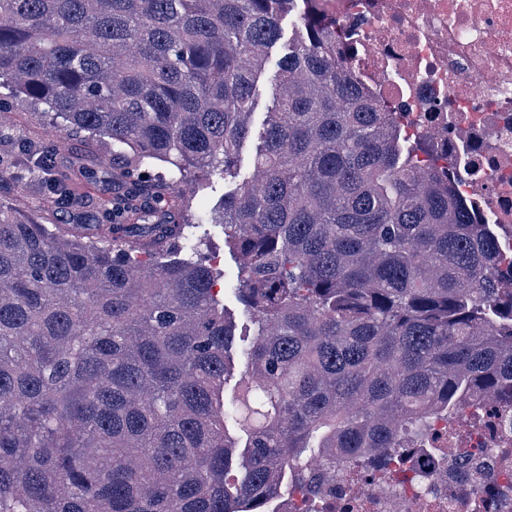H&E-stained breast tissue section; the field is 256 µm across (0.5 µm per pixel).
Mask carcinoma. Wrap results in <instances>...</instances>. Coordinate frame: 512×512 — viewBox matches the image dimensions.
I'll list each match as a JSON object with an SVG mask.
<instances>
[{
    "label": "carcinoma",
    "mask_w": 512,
    "mask_h": 512,
    "mask_svg": "<svg viewBox=\"0 0 512 512\" xmlns=\"http://www.w3.org/2000/svg\"><path fill=\"white\" fill-rule=\"evenodd\" d=\"M311 0H0V88L117 157L105 248L0 202V512H268L312 462L371 463L474 398L512 403V267L433 142L354 75ZM300 27L251 131L282 15ZM257 136L255 172L240 178ZM13 172L86 208L52 155ZM178 175L131 178L147 160ZM255 327L236 374L224 273ZM213 189L209 190L203 200L197 199L193 203L192 212L199 218V224L194 229L192 243H199L198 250L208 256H214L217 266L224 271V278L221 283L220 298L225 307L234 315L239 331L242 326L250 327V335L253 334L249 315L235 292L237 285L238 268L236 261L228 249L224 248V226L222 224H209V220L201 221L205 214H209L219 205L224 195V183L218 181Z\"/></svg>",
    "instance_id": "carcinoma-1"
}]
</instances>
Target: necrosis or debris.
I'll list each match as a JSON object with an SVG mask.
<instances>
[{
  "instance_id": "4bbe7bcc",
  "label": "necrosis or debris",
  "mask_w": 512,
  "mask_h": 512,
  "mask_svg": "<svg viewBox=\"0 0 512 512\" xmlns=\"http://www.w3.org/2000/svg\"><path fill=\"white\" fill-rule=\"evenodd\" d=\"M355 42L349 61L412 133L452 162L490 223L512 226V0H312ZM434 422L386 466L327 472L271 512H512V405Z\"/></svg>"
}]
</instances>
